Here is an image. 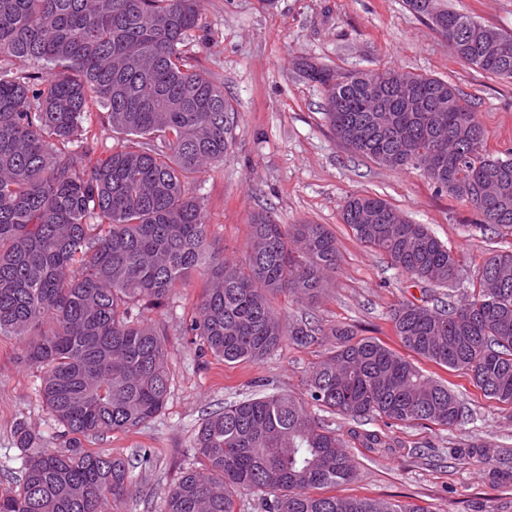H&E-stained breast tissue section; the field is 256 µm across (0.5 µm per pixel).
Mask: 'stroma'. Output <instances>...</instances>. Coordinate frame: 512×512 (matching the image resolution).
Returning a JSON list of instances; mask_svg holds the SVG:
<instances>
[{
    "instance_id": "obj_1",
    "label": "stroma",
    "mask_w": 512,
    "mask_h": 512,
    "mask_svg": "<svg viewBox=\"0 0 512 512\" xmlns=\"http://www.w3.org/2000/svg\"><path fill=\"white\" fill-rule=\"evenodd\" d=\"M448 7L512 32V0H448ZM189 55L223 85L234 113L223 162L194 184L225 256L242 258L258 212L280 224H323L336 236L340 261L332 288L313 301L279 296L276 307L287 321L348 324L359 336L395 349L391 309L406 299L432 304L443 298L444 289L412 283L386 256L354 238L340 217L352 194L379 195L464 256L455 299L472 294L474 271L486 257L512 250V233L479 229L470 206L419 172L392 170L345 150L324 119L323 88L295 68L296 57L304 56L339 74L393 67L443 78L464 92L488 132L489 150H512V80L462 62L403 0H204ZM202 293L203 281L195 276L165 306L139 313L167 335L170 389L164 410L145 426L87 442L88 449L124 457L134 467L139 493L114 503L112 512H163L168 491L198 463L193 444L209 413L261 391L306 398L311 371L336 343L326 335L306 347L287 343L259 363L201 359L182 328ZM420 366L454 386L465 423L450 430L431 424L390 429L399 446L385 453L352 449L357 479L338 487V494L393 496L431 512H512V481L458 456L487 441L512 451V411L484 398L462 372L425 360ZM38 385L39 373L25 364L21 342L0 338V491L16 486L17 419L41 434L43 447L58 445V426L37 396ZM145 452L146 463L140 460Z\"/></svg>"
}]
</instances>
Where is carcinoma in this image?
<instances>
[{"instance_id":"cac0c4a2","label":"carcinoma","mask_w":512,"mask_h":512,"mask_svg":"<svg viewBox=\"0 0 512 512\" xmlns=\"http://www.w3.org/2000/svg\"><path fill=\"white\" fill-rule=\"evenodd\" d=\"M407 9L456 55L487 74L512 79V33L450 11L434 0ZM203 0H0V59L34 60L46 74L0 76V337L23 342L42 373L37 389L60 426L58 448L24 419L14 425L20 479L0 492V512H111L133 496L132 466L84 441L134 431L164 408L170 387L162 332L133 317L161 305L198 273L204 293L184 335L226 364L261 361L284 342L317 336L336 346L313 369L308 399L283 393L224 406L201 423L194 441L201 468L182 473L163 512H234L240 491L259 495L262 512H427L409 501L341 496L357 471L348 448L394 447L377 430L343 435L316 411L357 425L431 423L450 428L463 406L448 383L414 359L467 374L483 396L512 408V251L489 255L475 271L499 288L432 307L411 300L391 310L407 354L349 326L324 331L285 323L281 293L314 299L339 264L336 236L324 224H278L257 213L239 261L211 236L191 185L224 161L231 110L224 87L189 61ZM299 72L326 94L325 120L351 153L391 169H413L481 216L479 228L512 229V153L493 154L464 93L436 77L392 68L354 71L346 81L307 59ZM383 82L381 123L368 84ZM404 83L431 124L410 112L390 84ZM107 112L129 136L100 152L91 113ZM154 135L159 143L140 145ZM342 223L415 283L449 287L463 256L425 224L406 219L371 194L348 198Z\"/></svg>"}]
</instances>
